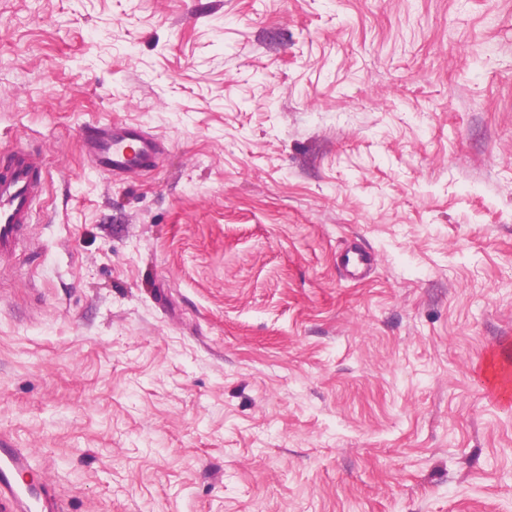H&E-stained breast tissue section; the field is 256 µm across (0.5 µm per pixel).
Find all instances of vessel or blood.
Returning a JSON list of instances; mask_svg holds the SVG:
<instances>
[{"mask_svg":"<svg viewBox=\"0 0 512 512\" xmlns=\"http://www.w3.org/2000/svg\"><path fill=\"white\" fill-rule=\"evenodd\" d=\"M83 143L92 165L111 175L154 169L157 139L132 124L93 125ZM39 153L20 147L0 160V258L14 254L45 192ZM31 454L0 439V512H68L51 483L32 478Z\"/></svg>","mask_w":512,"mask_h":512,"instance_id":"1","label":"vessel or blood"}]
</instances>
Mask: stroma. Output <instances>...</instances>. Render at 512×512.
I'll use <instances>...</instances> for the list:
<instances>
[{"instance_id": "stroma-1", "label": "stroma", "mask_w": 512, "mask_h": 512, "mask_svg": "<svg viewBox=\"0 0 512 512\" xmlns=\"http://www.w3.org/2000/svg\"><path fill=\"white\" fill-rule=\"evenodd\" d=\"M20 145L0 437L69 512H512V0H0ZM83 143L92 165L111 175L154 169L161 154L157 139L121 122L90 126ZM39 153L19 147L0 160V258L14 254L45 192Z\"/></svg>"}]
</instances>
